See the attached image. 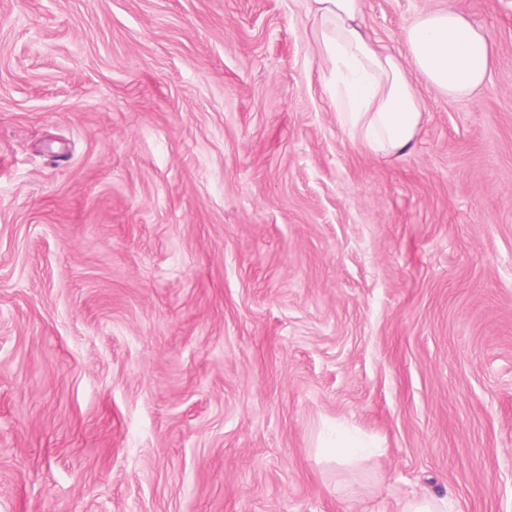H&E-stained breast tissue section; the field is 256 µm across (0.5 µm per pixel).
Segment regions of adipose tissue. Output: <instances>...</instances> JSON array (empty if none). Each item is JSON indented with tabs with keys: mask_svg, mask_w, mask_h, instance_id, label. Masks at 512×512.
Wrapping results in <instances>:
<instances>
[{
	"mask_svg": "<svg viewBox=\"0 0 512 512\" xmlns=\"http://www.w3.org/2000/svg\"><path fill=\"white\" fill-rule=\"evenodd\" d=\"M311 35L336 94L338 119L350 135L382 156L413 143L422 107L406 74L414 69L449 99L470 97L492 64L487 33L459 11L417 16L404 30L410 61L377 46L359 22L360 0H305Z\"/></svg>",
	"mask_w": 512,
	"mask_h": 512,
	"instance_id": "obj_1",
	"label": "adipose tissue"
}]
</instances>
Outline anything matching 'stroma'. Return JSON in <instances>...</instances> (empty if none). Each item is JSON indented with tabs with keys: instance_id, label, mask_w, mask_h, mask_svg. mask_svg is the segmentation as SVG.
I'll return each mask as SVG.
<instances>
[{
	"instance_id": "35a3bbf8",
	"label": "stroma",
	"mask_w": 512,
	"mask_h": 512,
	"mask_svg": "<svg viewBox=\"0 0 512 512\" xmlns=\"http://www.w3.org/2000/svg\"><path fill=\"white\" fill-rule=\"evenodd\" d=\"M446 6L488 78L382 157L302 0H0V512H512V0H361ZM328 444V448H333L331 452V459L334 461L337 460L338 462L348 466L355 463L356 456L353 454H338L336 453V448H364L371 451L369 449L371 446L366 445L343 429H336L335 435ZM448 498L432 495H422L419 498L410 500L404 506L402 512H447Z\"/></svg>"
}]
</instances>
